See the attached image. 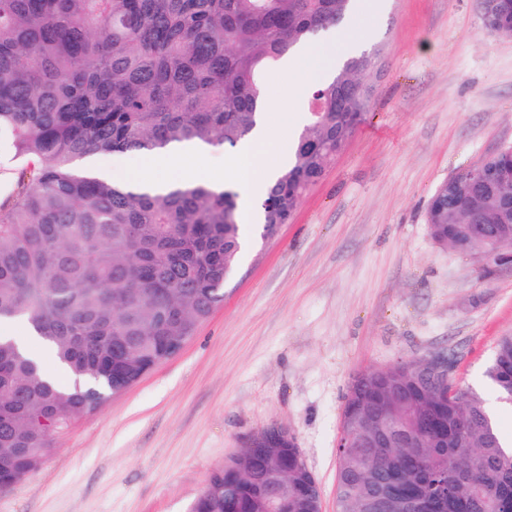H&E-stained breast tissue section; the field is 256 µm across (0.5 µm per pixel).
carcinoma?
Returning <instances> with one entry per match:
<instances>
[{
	"mask_svg": "<svg viewBox=\"0 0 512 512\" xmlns=\"http://www.w3.org/2000/svg\"><path fill=\"white\" fill-rule=\"evenodd\" d=\"M357 0H0V139L20 166L0 202V324L33 330L76 387L54 384L34 355L0 338V489L53 448L47 428L99 409L224 300L242 259L237 193L203 182L165 192L79 171L90 155L158 152L194 142L233 149L256 125L267 75ZM512 23V0L483 19ZM377 49H352L307 92L308 120L293 156L264 192L261 237L288 224L364 122ZM474 167L434 191L432 237L456 250L472 211L488 235L511 234L501 203L465 193ZM416 362L362 375L360 408L340 458V512H512V460L484 398L460 388L443 404ZM485 376L512 391V335ZM275 427L212 474L190 512H262ZM315 491L296 481L290 512Z\"/></svg>",
	"mask_w": 512,
	"mask_h": 512,
	"instance_id": "cac0c4a2",
	"label": "carcinoma"
}]
</instances>
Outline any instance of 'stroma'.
Wrapping results in <instances>:
<instances>
[{"instance_id":"1","label":"stroma","mask_w":512,"mask_h":512,"mask_svg":"<svg viewBox=\"0 0 512 512\" xmlns=\"http://www.w3.org/2000/svg\"><path fill=\"white\" fill-rule=\"evenodd\" d=\"M339 27L378 47L366 121L292 223L255 240L224 300L173 358L53 433L44 461L0 492V512H189L246 437L293 434L336 512V442L362 373L444 355L485 398L483 373L512 334V265L439 245L435 189L512 147V38L487 33L484 0H375ZM267 80L276 146L308 110Z\"/></svg>"}]
</instances>
